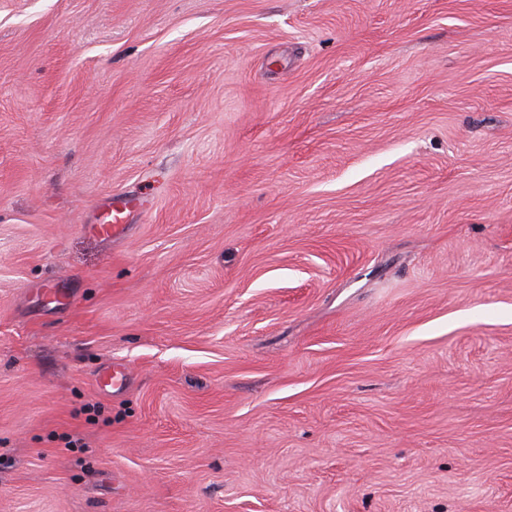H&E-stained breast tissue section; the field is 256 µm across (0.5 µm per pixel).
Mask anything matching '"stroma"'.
Wrapping results in <instances>:
<instances>
[{
  "label": "stroma",
  "mask_w": 512,
  "mask_h": 512,
  "mask_svg": "<svg viewBox=\"0 0 512 512\" xmlns=\"http://www.w3.org/2000/svg\"><path fill=\"white\" fill-rule=\"evenodd\" d=\"M0 512H512V0H0ZM112 210L115 212L113 222L111 219L103 224H94L91 227L92 232L96 236L104 239L113 238L120 236L127 230L128 226L124 222L131 212V203L129 201L115 202L112 205ZM125 211H128V214L123 215Z\"/></svg>",
  "instance_id": "1"
}]
</instances>
